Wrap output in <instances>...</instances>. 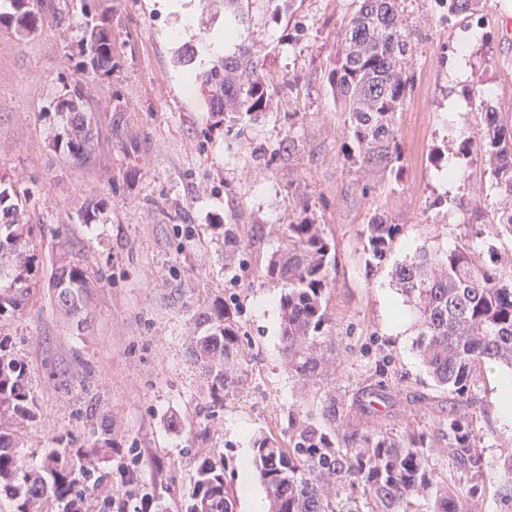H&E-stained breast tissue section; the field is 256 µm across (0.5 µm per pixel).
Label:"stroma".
I'll return each mask as SVG.
<instances>
[{
    "label": "stroma",
    "instance_id": "35a3bbf8",
    "mask_svg": "<svg viewBox=\"0 0 512 512\" xmlns=\"http://www.w3.org/2000/svg\"><path fill=\"white\" fill-rule=\"evenodd\" d=\"M164 2L101 0L112 25V74L92 85L99 140L81 166L54 149L46 111L80 78L83 0H57L72 19L68 32L47 25L20 41L0 30V175L26 194L35 255L29 301L0 318V334L24 360L35 400L33 417L14 422L28 467L47 449L86 446L107 428L113 447L138 449L140 482L169 512H183L200 429L208 431L206 448L238 461L251 453L256 431L283 436L288 407L300 399L281 337V290L260 278L284 225H323L336 254V369L317 382L309 404L332 387L355 398L383 368L396 381L384 425L429 428L447 416L452 396L434 387L414 329L390 327L393 309L413 313L391 271L416 249L448 250L465 242L472 224L492 220L474 216L492 192L487 165L474 154L449 156L446 142L482 131L477 90L512 114V0H481L453 15L441 0H403L412 87L396 114V176L359 168L344 154V116L328 74L355 0H292L279 13L267 0H243L242 36L265 55L263 74L277 98L271 112L230 130L215 125L188 78L205 63L177 61L184 46L222 29L223 15L207 0H183L193 16L184 27ZM452 161L459 176L448 185L440 175ZM377 214L399 232L370 271L360 234ZM228 224L243 243L229 267ZM73 257L90 288L87 304L69 313L56 303L53 279ZM224 298L242 310L251 361L242 393L213 410L188 347L203 331L199 314ZM505 372L483 368L475 389L491 487L504 478L501 441L512 438L497 415Z\"/></svg>",
    "mask_w": 512,
    "mask_h": 512
}]
</instances>
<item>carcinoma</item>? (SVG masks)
<instances>
[{
  "label": "carcinoma",
  "mask_w": 512,
  "mask_h": 512,
  "mask_svg": "<svg viewBox=\"0 0 512 512\" xmlns=\"http://www.w3.org/2000/svg\"><path fill=\"white\" fill-rule=\"evenodd\" d=\"M0 29L29 37L44 25L70 28L69 15L55 0H6ZM239 0H209L233 17V36L243 23ZM411 31L402 18L401 0H360L336 53L328 82L345 113V152L349 159L380 172L398 170L399 130L395 112L406 97L409 77L406 55ZM84 80L50 104L59 132L55 148L77 165L87 163L98 133L87 108L85 82L112 74V28L91 16L78 40ZM265 59L246 43L195 75L207 95L210 112L226 127L243 118L272 110L276 91L262 75ZM476 97L484 112L483 132L474 145L490 167L497 216L490 230L446 251L420 249L395 266L397 287L415 310L416 348L435 386L453 395L462 409L433 430L382 425L353 426L356 411L383 415L390 399V382L383 379L356 402L331 389L319 406L288 409L287 440L263 430L253 438L252 465L258 472L271 512H475V505L492 497L502 512H512V454L503 458L506 480L495 489L483 481V449L476 423L482 412L472 392L482 368L512 367V274L500 270L498 256L483 263L477 257L482 236H512V119L494 111L488 94ZM472 145V146H474ZM469 142L448 141V152L464 153ZM18 191L0 178V317L22 310L29 298L25 273L32 264L33 225L22 219ZM398 225L376 215L365 225L362 251L369 269L387 258ZM285 244L274 251L261 272L263 282L283 289L279 299L282 337L288 371L306 385L324 376L331 353L332 317L328 311L335 267L333 245L322 225L310 220L286 225ZM56 301L71 312L85 303L89 284L79 262L61 266L54 281ZM207 333L193 337L190 354L201 365L211 406L242 391L247 382L248 353L240 312L217 301L199 316ZM33 416V398L25 380L24 362L14 354L9 338L0 336V495L12 512H119L135 496L138 476L135 449L121 456L112 472L97 467L101 452L112 455V438L104 432L85 448H51L40 469L28 472L19 440L4 415ZM448 449V472L433 463V451ZM193 483L185 512H235L227 490L228 457L196 452Z\"/></svg>",
  "instance_id": "carcinoma-1"
}]
</instances>
